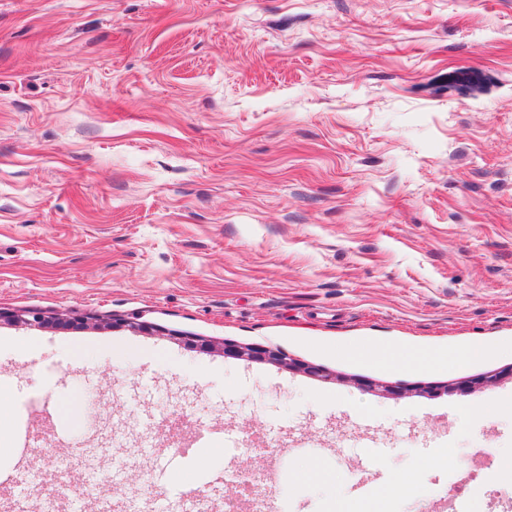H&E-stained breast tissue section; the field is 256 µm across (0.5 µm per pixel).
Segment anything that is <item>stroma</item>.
<instances>
[{
    "label": "stroma",
    "mask_w": 512,
    "mask_h": 512,
    "mask_svg": "<svg viewBox=\"0 0 512 512\" xmlns=\"http://www.w3.org/2000/svg\"><path fill=\"white\" fill-rule=\"evenodd\" d=\"M0 311L105 321L0 324L25 441L0 512H73L88 474L159 512L204 430L241 444L201 468L203 512L257 472L286 512L360 487L383 512H505L512 0H0ZM384 346L414 365L362 354ZM221 349L222 353L227 356H233L252 361H263L282 368H286L288 370H299L313 377L323 379H327L329 377V375L325 374L318 367L310 365L305 366L296 363L293 359L289 358L287 354L278 349L229 345L226 343H222Z\"/></svg>",
    "instance_id": "1"
}]
</instances>
